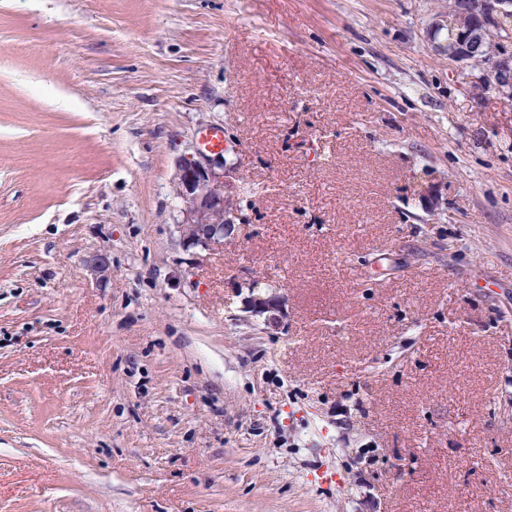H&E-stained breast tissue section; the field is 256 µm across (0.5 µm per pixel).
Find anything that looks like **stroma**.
<instances>
[{
    "label": "stroma",
    "mask_w": 512,
    "mask_h": 512,
    "mask_svg": "<svg viewBox=\"0 0 512 512\" xmlns=\"http://www.w3.org/2000/svg\"><path fill=\"white\" fill-rule=\"evenodd\" d=\"M447 8L0 0V512H512V99ZM213 127L246 228L187 251ZM238 288H248V296L242 306V312L246 313L244 321L250 322L252 318L264 317V325L267 329L280 325V315L285 305L284 296L266 294L259 287V280L255 276H247L239 282Z\"/></svg>",
    "instance_id": "stroma-1"
}]
</instances>
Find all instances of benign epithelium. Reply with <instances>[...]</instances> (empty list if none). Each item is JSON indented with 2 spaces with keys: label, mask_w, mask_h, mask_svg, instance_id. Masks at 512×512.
<instances>
[{
  "label": "benign epithelium",
  "mask_w": 512,
  "mask_h": 512,
  "mask_svg": "<svg viewBox=\"0 0 512 512\" xmlns=\"http://www.w3.org/2000/svg\"><path fill=\"white\" fill-rule=\"evenodd\" d=\"M511 18L512 0H448V12L437 16L432 28L457 30L456 41L448 43V61L471 67L477 71V82H493L498 94L512 97V80L501 79L512 69V25L507 23ZM238 181L236 167L221 151L181 161L175 193L182 201V220L176 229L185 248L207 250L244 229L235 223ZM239 287L248 289L244 321L262 317L268 329L280 325L283 296L267 294L253 276Z\"/></svg>",
  "instance_id": "benign-epithelium-1"
}]
</instances>
